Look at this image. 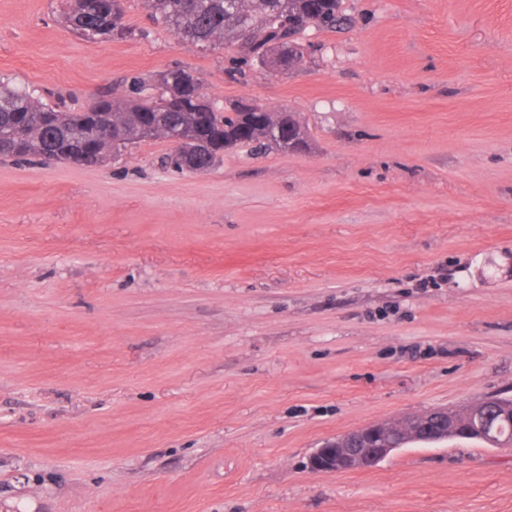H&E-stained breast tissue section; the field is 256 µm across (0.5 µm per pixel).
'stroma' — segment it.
<instances>
[{
    "label": "stroma",
    "mask_w": 512,
    "mask_h": 512,
    "mask_svg": "<svg viewBox=\"0 0 512 512\" xmlns=\"http://www.w3.org/2000/svg\"><path fill=\"white\" fill-rule=\"evenodd\" d=\"M293 70L225 69L125 0H0V83L63 111L186 66L308 147L205 172L133 144L0 158V512H512V446L312 472L369 423L512 399V0H343ZM65 19L79 36L125 39L134 34L124 23L121 0H70Z\"/></svg>",
    "instance_id": "35a3bbf8"
}]
</instances>
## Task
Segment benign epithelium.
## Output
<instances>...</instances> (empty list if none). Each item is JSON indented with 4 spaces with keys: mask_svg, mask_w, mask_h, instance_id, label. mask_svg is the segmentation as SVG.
Listing matches in <instances>:
<instances>
[{
    "mask_svg": "<svg viewBox=\"0 0 512 512\" xmlns=\"http://www.w3.org/2000/svg\"><path fill=\"white\" fill-rule=\"evenodd\" d=\"M478 436L496 441L489 421L463 426L448 418V410L406 414L389 422L371 423L336 436L315 449L308 467L317 473H343L375 466L394 451L398 440L437 443Z\"/></svg>",
    "mask_w": 512,
    "mask_h": 512,
    "instance_id": "benign-epithelium-1",
    "label": "benign epithelium"
}]
</instances>
